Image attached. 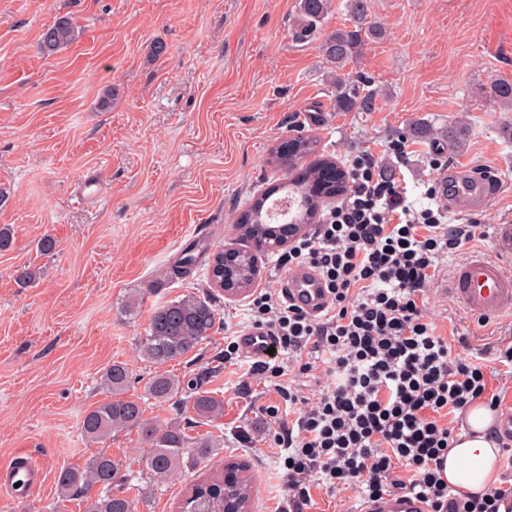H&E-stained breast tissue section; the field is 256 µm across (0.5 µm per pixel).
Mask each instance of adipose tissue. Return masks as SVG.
Segmentation results:
<instances>
[{
	"mask_svg": "<svg viewBox=\"0 0 512 512\" xmlns=\"http://www.w3.org/2000/svg\"><path fill=\"white\" fill-rule=\"evenodd\" d=\"M467 421L471 432L460 436L449 448L443 477L449 484L478 491L497 479L498 449L485 437L492 421L489 410L472 406Z\"/></svg>",
	"mask_w": 512,
	"mask_h": 512,
	"instance_id": "adipose-tissue-1",
	"label": "adipose tissue"
}]
</instances>
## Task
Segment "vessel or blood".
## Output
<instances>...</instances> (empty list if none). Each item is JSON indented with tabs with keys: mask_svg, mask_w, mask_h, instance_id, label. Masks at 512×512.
<instances>
[{
	"mask_svg": "<svg viewBox=\"0 0 512 512\" xmlns=\"http://www.w3.org/2000/svg\"><path fill=\"white\" fill-rule=\"evenodd\" d=\"M489 186V179L482 175L461 176L453 186L452 202L479 209L491 196ZM449 290L468 316L488 321L512 315V218L494 225L490 254L469 255L455 266ZM284 293L286 298L314 315L321 314L330 301L323 281L306 268L285 275ZM271 343L263 329H248L239 336L243 357L256 362L267 358ZM43 483L42 468L23 454L0 469V492L14 500L31 498ZM361 512H425V507L412 496L397 494L366 503Z\"/></svg>",
	"mask_w": 512,
	"mask_h": 512,
	"instance_id": "1",
	"label": "vessel or blood"
}]
</instances>
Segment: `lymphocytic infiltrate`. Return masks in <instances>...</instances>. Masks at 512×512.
<instances>
[{
  "instance_id": "obj_1",
  "label": "lymphocytic infiltrate",
  "mask_w": 512,
  "mask_h": 512,
  "mask_svg": "<svg viewBox=\"0 0 512 512\" xmlns=\"http://www.w3.org/2000/svg\"><path fill=\"white\" fill-rule=\"evenodd\" d=\"M347 175L341 199L281 260L318 272L330 293L324 317L272 287L250 303L253 327L274 344L260 370L290 415L273 436L287 477L274 512H307L316 486L365 501L405 492L448 512L446 418L478 400L498 417L502 401L487 392L485 364L463 352L466 338L436 334L418 299L478 227L449 224L442 201L412 208L401 179L371 153L355 155ZM319 372L324 386L305 396L302 379Z\"/></svg>"
}]
</instances>
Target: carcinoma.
Wrapping results in <instances>:
<instances>
[{"label": "carcinoma", "mask_w": 512, "mask_h": 512, "mask_svg": "<svg viewBox=\"0 0 512 512\" xmlns=\"http://www.w3.org/2000/svg\"><path fill=\"white\" fill-rule=\"evenodd\" d=\"M332 0H300L296 24L297 38L302 39L329 13ZM348 12L356 23L353 30L338 29L328 34L323 43V53L331 74L335 75L336 104L340 108L369 111L373 99L360 95L357 87L349 86L340 74L346 64L357 53L361 42V32L371 36L378 35V29L367 21V0H348ZM78 37L77 27L67 16L59 17L42 33L40 49L50 55L58 52ZM491 102L512 111V82L500 81L493 85ZM315 142L307 138H298L288 150L276 155L277 162L286 170H291L299 161L313 155ZM331 175V185L336 193L344 187L345 177L319 161L313 162L303 176L284 186L283 197L293 202H307L312 198L311 184ZM273 203L264 195L240 216L238 223L254 224L257 215H262L264 224H273ZM210 264L214 267L213 280L221 282L224 276L232 278L234 285L246 288L251 281L255 268L254 257L247 253L226 255L222 251L212 254ZM217 324V304L215 297L200 298L188 294L171 300L155 308L149 318L148 326L139 339V351L143 359L157 367L176 361L198 348L206 340ZM133 374L124 363L112 364L103 374L102 385L109 398L91 409L83 418L81 433L92 443H99L111 437V434L123 430L138 429L150 445L147 470L137 474L123 470L121 460L104 453L92 456L82 469L62 470L57 478L60 495L68 498L85 494L96 489L94 496L86 499L85 512H137V504L143 493L142 483L150 485L151 490L160 491L166 487L184 468H192L208 459L224 446L219 436H207L192 439L177 424L161 426L145 417L147 401L158 404L170 402L186 390L198 388L197 379H180L166 372L155 373L145 386L146 398L127 396L132 384ZM195 413L202 418H218L224 413V404L220 400L204 394H198L193 402ZM224 473L220 469L210 473L191 485L181 500L179 508L183 512H195L201 501L209 505V512H228L229 502L239 501L242 508H250L252 485L251 477L245 471L235 472L233 487L225 484Z\"/></svg>", "instance_id": "obj_1"}]
</instances>
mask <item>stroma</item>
<instances>
[{"label": "stroma", "mask_w": 512, "mask_h": 512, "mask_svg": "<svg viewBox=\"0 0 512 512\" xmlns=\"http://www.w3.org/2000/svg\"><path fill=\"white\" fill-rule=\"evenodd\" d=\"M347 0H332L324 20L295 36L299 0H0V226L13 245L0 252V465L23 452L42 461L47 479L27 501L0 498V512H85L79 497L60 500L57 475L95 454L146 467L139 433L92 444L86 413L107 399L100 378L128 364L130 392L143 396L154 365L138 340L156 306L192 293L214 295L213 252L242 249L235 224L265 192L289 181L272 160L280 144L306 137L316 156L345 166L368 151L401 171L413 207L445 166L491 175L496 189L480 210H452V224H478L468 252L489 253L494 224L512 218V112L485 95L512 81V0H368L381 37L363 36L344 69L373 95L371 111L338 110L322 44L352 28ZM72 18L78 38L46 55L43 30ZM163 46L155 54V46ZM407 145L404 162L389 141ZM101 175L87 205L82 187ZM54 253L37 248L44 235ZM197 266L182 279L168 271L188 244ZM458 256L443 259L423 298L437 333L466 337L481 356L497 323L468 317L447 293ZM29 267L34 283L16 269ZM141 294L137 312L125 305ZM221 324L168 373L196 377L222 400L224 415L197 419L190 403L150 404L148 417L176 423L190 437L217 434L223 450L153 495L150 512H174L210 465L244 462L253 482L251 512H273L284 471L268 440L276 425L269 379L248 376L251 362L224 360V329L249 327L252 292L215 295Z\"/></svg>", "instance_id": "1"}]
</instances>
